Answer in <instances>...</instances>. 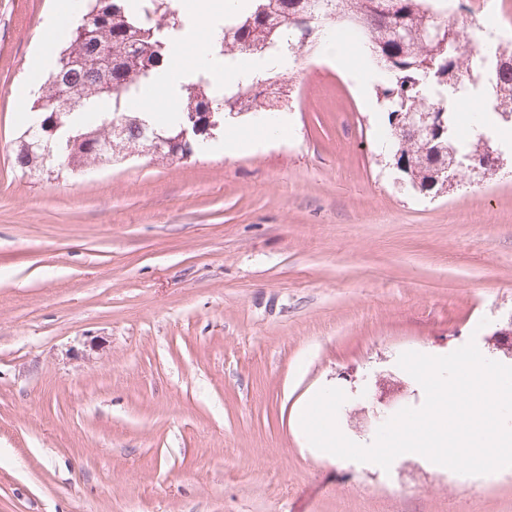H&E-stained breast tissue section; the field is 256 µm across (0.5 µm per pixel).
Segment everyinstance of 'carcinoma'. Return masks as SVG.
Returning a JSON list of instances; mask_svg holds the SVG:
<instances>
[{
  "instance_id": "carcinoma-1",
  "label": "carcinoma",
  "mask_w": 512,
  "mask_h": 512,
  "mask_svg": "<svg viewBox=\"0 0 512 512\" xmlns=\"http://www.w3.org/2000/svg\"><path fill=\"white\" fill-rule=\"evenodd\" d=\"M253 8L226 19L219 39V54L234 60L242 54L278 60L297 58L314 43L321 24L339 19L358 29L363 46L391 74L383 89L388 101L393 163L405 165L404 178L421 191L438 186V171L448 151L460 159L484 154L488 140L481 133L467 142L453 140L448 91L463 88L464 75L479 59L461 51L458 30L448 22L447 0H249ZM303 12L313 21L306 29L295 22ZM89 32L77 24L68 44L56 57L55 70L33 102L42 122L43 142L51 156L30 148L31 139L19 140L14 164L24 171L51 176L63 168L108 167L136 147L151 148L157 138L167 140L161 160L184 159L194 145L179 140L189 118H197L201 139L227 117L251 112H273L288 100L291 78L275 68L230 88H216L203 74L182 86L183 101L174 122L157 124L148 112H132L128 105L167 64L173 38L183 21L172 0H89ZM96 55L106 60L102 70L88 69L85 60ZM494 75V110L502 119L512 117V52L503 55ZM433 112L440 120L431 138H416L395 126V116Z\"/></svg>"
}]
</instances>
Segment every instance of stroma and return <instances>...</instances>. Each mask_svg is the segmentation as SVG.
I'll use <instances>...</instances> for the list:
<instances>
[{
	"mask_svg": "<svg viewBox=\"0 0 512 512\" xmlns=\"http://www.w3.org/2000/svg\"><path fill=\"white\" fill-rule=\"evenodd\" d=\"M512 36V0H450ZM60 0H0V512H512L483 476L406 453L390 469L313 448L300 416L342 389L341 432L373 443L424 392L397 360L475 341L512 366V123L488 74L453 100L490 112L503 168L453 191L400 182L389 80L302 51L277 133L233 119L208 150L93 172H21L19 98L60 46Z\"/></svg>",
	"mask_w": 512,
	"mask_h": 512,
	"instance_id": "stroma-1",
	"label": "stroma"
}]
</instances>
